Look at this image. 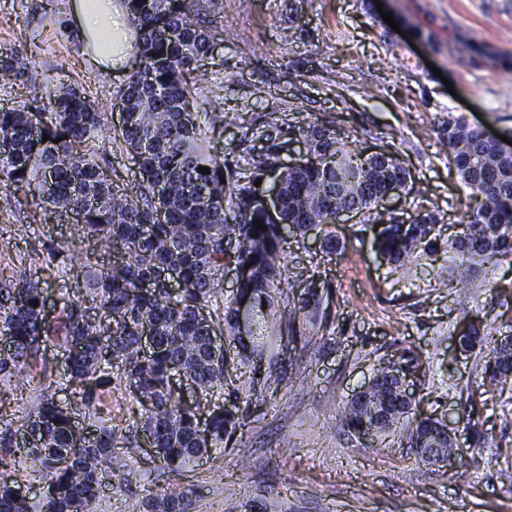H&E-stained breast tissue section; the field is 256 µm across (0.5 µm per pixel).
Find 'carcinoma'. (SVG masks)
<instances>
[{
  "instance_id": "carcinoma-1",
  "label": "carcinoma",
  "mask_w": 512,
  "mask_h": 512,
  "mask_svg": "<svg viewBox=\"0 0 512 512\" xmlns=\"http://www.w3.org/2000/svg\"><path fill=\"white\" fill-rule=\"evenodd\" d=\"M131 23L140 32L139 62L118 91L127 117L114 142L136 160L140 180L131 190L114 186L103 168L96 138L103 114L77 87L62 84L17 108L0 110V183L27 188L32 205L48 224L75 213L77 232L95 238L115 252L104 267L95 252L66 254L44 248L49 263L64 270L76 262L83 289L66 301L55 320L45 314L43 287L33 259L10 278H0V382L24 377L36 367L47 371L43 350L52 343L68 360L67 382L79 388L84 419L91 429L79 442L74 410L43 398L33 419L24 424L30 437L21 456L30 470L48 482L46 512H91L102 478L116 471V427L99 416L101 397L124 387L141 407L140 431L153 438L157 459L179 476L245 426L252 397L269 387L261 379L264 361L278 356L270 339L309 342L301 316L317 311L321 296L308 289L297 300L281 285L287 280L284 230L305 237L315 230L328 255L343 249L336 237V209L357 201L378 207L387 183L408 186L409 173L352 148L324 123L302 132L305 154L292 164L281 160L283 143L266 135L267 148L251 156L244 174L213 154L201 138L198 116L191 111L195 64L211 47L214 22L224 0H128ZM36 51L15 48L0 59V84L9 85L32 73ZM238 115L206 112L203 123L237 125ZM449 162L470 195L480 198L474 212L462 213L466 233L450 247L457 257L512 256V155H502L480 140L464 115L448 114ZM49 140H43V136ZM206 167V173L199 167ZM280 169V210L271 218L257 205L255 183L270 169ZM262 221L266 230L257 227ZM376 247L388 263L402 266L421 245L435 237L437 217L419 214L399 223L378 214ZM241 269L238 288L224 298V269ZM174 278L178 289H149L162 278ZM291 307L286 319L274 320L280 304ZM102 312L93 316L90 310ZM252 326L238 335L239 317ZM149 329L152 347L141 354L140 338ZM222 333L233 351L215 358L211 335ZM485 349L483 380L497 384L512 378V349L503 341L472 330L457 336L456 349L470 354ZM123 373L113 372L115 367ZM251 376L237 383L233 373ZM179 370L208 409L206 428H199L200 407L181 404L171 384ZM233 396L235 413L224 412L217 399ZM342 411V423L358 435L382 437L405 431L419 448L450 451L446 424L429 416L411 418L413 398L395 382L379 378L366 394ZM375 410H370V407ZM13 434L0 432V512H32L9 473L17 463ZM194 490L185 487L149 490L133 498L129 512H194Z\"/></svg>"
}]
</instances>
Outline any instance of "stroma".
<instances>
[{
	"label": "stroma",
	"mask_w": 512,
	"mask_h": 512,
	"mask_svg": "<svg viewBox=\"0 0 512 512\" xmlns=\"http://www.w3.org/2000/svg\"><path fill=\"white\" fill-rule=\"evenodd\" d=\"M67 0H0V52L41 50L31 79L0 86V109L33 87L79 86L111 127L122 124L117 92L129 73H104L61 29ZM224 35L197 67L193 111L234 112L237 125L208 131L218 156L244 163L237 143L253 134L266 147L270 113L283 118L288 157L304 152L303 127L334 122L370 151L394 152L412 190L389 199L400 214L437 215L441 236L409 269L375 249V211L336 226L345 248L323 253L318 237L288 240V281L296 294L316 285L323 318L310 330L301 363L282 361L264 401L251 406L233 441L176 477L149 447L117 444L124 478L105 475L95 512H128L131 494L195 485V512H512V379L483 381L479 355L454 338L477 324L512 336V257L460 262L448 245L467 191L448 166L449 114L512 138V0H224ZM0 184V277L47 245L95 252L74 240V216L34 223L10 207ZM420 358L409 391L421 416L444 419L459 451L450 465H424L405 437L362 438L341 423L344 405L381 366ZM45 356L51 377L17 389L0 383V431L21 432L43 396L79 408L57 346Z\"/></svg>",
	"instance_id": "35a3bbf8"
}]
</instances>
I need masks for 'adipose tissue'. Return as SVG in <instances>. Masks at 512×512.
<instances>
[{"label": "adipose tissue", "mask_w": 512, "mask_h": 512, "mask_svg": "<svg viewBox=\"0 0 512 512\" xmlns=\"http://www.w3.org/2000/svg\"><path fill=\"white\" fill-rule=\"evenodd\" d=\"M128 16L129 8L122 0H69L62 29L79 39L96 67L109 72L126 64L135 49L137 30ZM103 31L112 39L108 52L97 45V36Z\"/></svg>", "instance_id": "obj_1"}]
</instances>
